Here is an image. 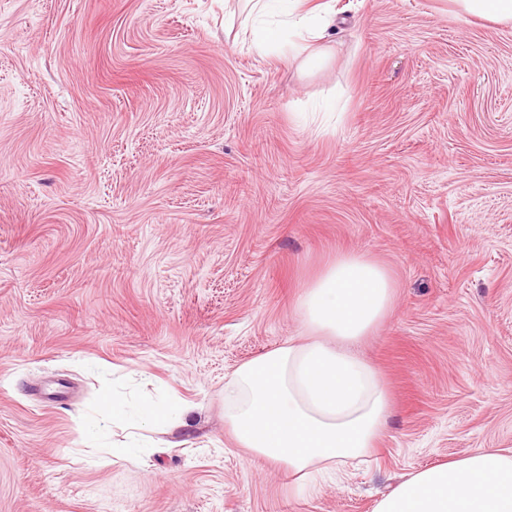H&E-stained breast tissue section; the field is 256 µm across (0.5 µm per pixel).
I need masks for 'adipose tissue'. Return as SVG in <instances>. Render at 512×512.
Instances as JSON below:
<instances>
[{"label":"adipose tissue","instance_id":"ef3b65f1","mask_svg":"<svg viewBox=\"0 0 512 512\" xmlns=\"http://www.w3.org/2000/svg\"><path fill=\"white\" fill-rule=\"evenodd\" d=\"M281 2L289 32L324 39L332 12L325 0ZM392 300L384 267L362 254L337 255L298 299L305 339L244 363L224 385L225 416L239 445L298 476V495L325 472L367 455L385 431L389 392L353 348L375 331ZM193 410L184 402L171 413L146 401L131 412L122 395L105 396L95 430L81 436L87 460L141 462L152 452L145 431L188 427ZM117 420L126 422L128 439L104 446L102 431ZM375 512H512V451L479 450L415 472L379 499Z\"/></svg>","mask_w":512,"mask_h":512}]
</instances>
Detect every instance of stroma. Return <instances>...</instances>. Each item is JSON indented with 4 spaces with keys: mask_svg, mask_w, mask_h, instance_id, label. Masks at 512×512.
<instances>
[{
    "mask_svg": "<svg viewBox=\"0 0 512 512\" xmlns=\"http://www.w3.org/2000/svg\"><path fill=\"white\" fill-rule=\"evenodd\" d=\"M310 65L237 0H0V512H374L512 448V27L332 0ZM340 253L394 304L357 347L391 398L366 462L296 495L224 384L300 339ZM195 404L140 464L84 463L102 396Z\"/></svg>",
    "mask_w": 512,
    "mask_h": 512,
    "instance_id": "1",
    "label": "stroma"
}]
</instances>
